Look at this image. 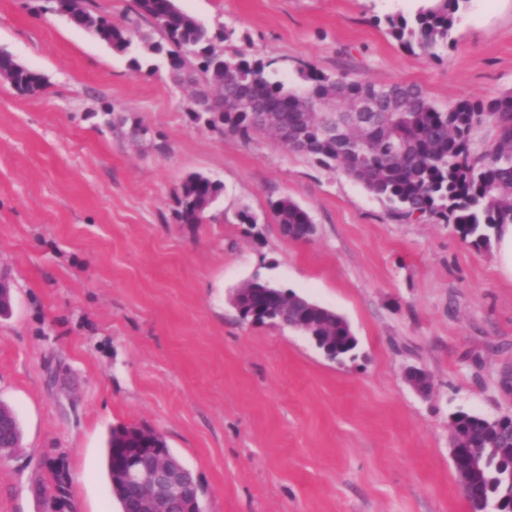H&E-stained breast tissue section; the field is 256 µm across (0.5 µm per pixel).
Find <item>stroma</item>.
Instances as JSON below:
<instances>
[{
	"label": "stroma",
	"mask_w": 512,
	"mask_h": 512,
	"mask_svg": "<svg viewBox=\"0 0 512 512\" xmlns=\"http://www.w3.org/2000/svg\"><path fill=\"white\" fill-rule=\"evenodd\" d=\"M231 36L226 54L379 85L436 105L512 90V0H471L435 61L386 15L415 0H178ZM40 0H0V49L41 74L0 79V403L21 447L0 458V512H43L31 488L66 476L59 512H119L104 453L112 427L162 435L200 480L204 512H471L450 455L453 413H512V276L497 246L453 225L400 222L363 186L267 133L250 142L189 112L192 87L160 58L134 70ZM111 109L112 126L102 122ZM143 136L129 134L133 125ZM224 191L202 224L175 218L184 179ZM289 197L316 227L282 234ZM256 223L243 224L240 211ZM260 276L343 316L355 355L242 321L230 302ZM424 369L428 397L406 384ZM0 79L7 80L22 94H34L45 86L44 78L19 64L7 51L0 53Z\"/></svg>",
	"instance_id": "35a3bbf8"
}]
</instances>
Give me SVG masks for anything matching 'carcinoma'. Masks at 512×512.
<instances>
[{
    "label": "carcinoma",
    "mask_w": 512,
    "mask_h": 512,
    "mask_svg": "<svg viewBox=\"0 0 512 512\" xmlns=\"http://www.w3.org/2000/svg\"><path fill=\"white\" fill-rule=\"evenodd\" d=\"M411 17L401 13L385 17L388 32L410 51L439 59L453 43L452 34L470 0H418ZM43 10L71 15L69 23L88 29L113 49L132 50V26H117L99 12L93 0H45ZM134 13L149 20L160 40L145 38L140 51L167 59L177 73L201 72L219 88L216 98L223 112L215 118L192 112L213 129L247 142L267 131L288 138L286 147L315 158L360 183L388 207L398 221L438 217L455 227L459 235L487 244L504 224H512V91L487 102L461 100L446 110L437 108L418 86L393 83L378 86L326 75L313 68L299 70L302 84L294 86L278 77L273 62L261 57L224 58V69L213 64L217 43L229 32L212 33L197 18L181 10L175 0H135ZM0 79L22 94H34L45 86L44 78L0 53ZM249 93L267 107L265 112H243L240 95ZM488 127L490 136L479 135ZM223 186L201 174L188 176L180 187L176 219L181 224H201L221 196ZM275 221L288 225L294 240L310 238L309 214L287 197L271 204ZM252 305L260 307L270 322L294 323L307 303L290 291L277 294L268 282L249 280L242 285ZM310 330L336 337V356L350 355L358 341L349 338L342 321L315 312ZM452 442L482 451L483 489L469 496L472 512H512V415L491 427L486 417L469 412L452 416ZM126 427L112 429L105 454L107 477H112V457L123 452Z\"/></svg>",
    "instance_id": "obj_1"
}]
</instances>
